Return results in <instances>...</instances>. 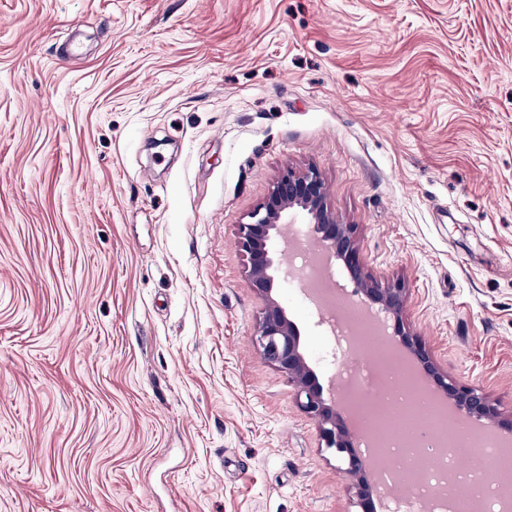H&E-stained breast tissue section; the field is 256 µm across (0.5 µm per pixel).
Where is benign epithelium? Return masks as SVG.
I'll list each match as a JSON object with an SVG mask.
<instances>
[{
    "mask_svg": "<svg viewBox=\"0 0 512 512\" xmlns=\"http://www.w3.org/2000/svg\"><path fill=\"white\" fill-rule=\"evenodd\" d=\"M298 222L309 225L327 266H343L354 293L393 320L397 333L391 338L394 348L459 417L482 428L509 433L512 418H504L498 404L479 389L443 373L418 336L405 329L408 289L401 282L382 285L365 274L357 254L355 225L340 222L328 207L319 173L314 169L285 170L252 213L251 222L239 225L237 231L236 243L246 255L252 285L266 301L257 342L264 359L284 372L294 385L299 408L316 421L325 447L336 454L361 512H376L377 482L368 478V459L360 450L358 431L343 404L334 396L325 398L324 385L306 357L301 330L274 293L282 280L275 249L281 227Z\"/></svg>",
    "mask_w": 512,
    "mask_h": 512,
    "instance_id": "benign-epithelium-1",
    "label": "benign epithelium"
}]
</instances>
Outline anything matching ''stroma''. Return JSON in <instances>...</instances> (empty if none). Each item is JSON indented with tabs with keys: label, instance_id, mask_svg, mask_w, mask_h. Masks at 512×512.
<instances>
[{
	"label": "stroma",
	"instance_id": "1",
	"mask_svg": "<svg viewBox=\"0 0 512 512\" xmlns=\"http://www.w3.org/2000/svg\"><path fill=\"white\" fill-rule=\"evenodd\" d=\"M289 168L512 415V0H0V512H358L255 344Z\"/></svg>",
	"mask_w": 512,
	"mask_h": 512
}]
</instances>
